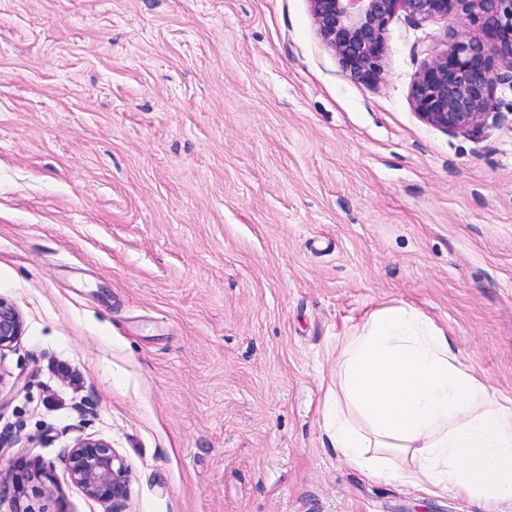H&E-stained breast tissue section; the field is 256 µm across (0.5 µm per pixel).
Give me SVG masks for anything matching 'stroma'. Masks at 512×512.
Wrapping results in <instances>:
<instances>
[{"mask_svg":"<svg viewBox=\"0 0 512 512\" xmlns=\"http://www.w3.org/2000/svg\"><path fill=\"white\" fill-rule=\"evenodd\" d=\"M455 25L394 18L369 87L309 0H0V459L57 477L23 506L103 512L94 437L125 512H484L323 430L337 343L399 304L512 407V92L472 136L410 101ZM23 335V322L18 311L0 298V358L10 351ZM66 472L71 482L105 505L104 512H124L129 469L110 442L92 437L78 440L67 450Z\"/></svg>","mask_w":512,"mask_h":512,"instance_id":"1","label":"stroma"}]
</instances>
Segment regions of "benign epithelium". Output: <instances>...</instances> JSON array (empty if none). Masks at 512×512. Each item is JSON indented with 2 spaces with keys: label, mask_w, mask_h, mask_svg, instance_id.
Instances as JSON below:
<instances>
[{
  "label": "benign epithelium",
  "mask_w": 512,
  "mask_h": 512,
  "mask_svg": "<svg viewBox=\"0 0 512 512\" xmlns=\"http://www.w3.org/2000/svg\"><path fill=\"white\" fill-rule=\"evenodd\" d=\"M323 45L354 80L376 85L382 79L385 36L397 16L424 24L455 17L485 32L487 38L458 31L447 50L422 65L410 91L417 114L451 134L470 135L499 120L496 94L512 87V0H309ZM23 335L18 311L0 299V358ZM71 482L103 505L124 512L129 469L104 439L78 440L66 454ZM23 475L0 461V499L19 489Z\"/></svg>",
  "instance_id": "benign-epithelium-1"
}]
</instances>
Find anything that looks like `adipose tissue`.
I'll list each match as a JSON object with an SVG mask.
<instances>
[{
    "label": "adipose tissue",
    "mask_w": 512,
    "mask_h": 512,
    "mask_svg": "<svg viewBox=\"0 0 512 512\" xmlns=\"http://www.w3.org/2000/svg\"><path fill=\"white\" fill-rule=\"evenodd\" d=\"M336 367L325 432L349 466L512 512V408L445 329L408 304L375 310L337 345Z\"/></svg>",
    "instance_id": "ef3b65f1"
}]
</instances>
